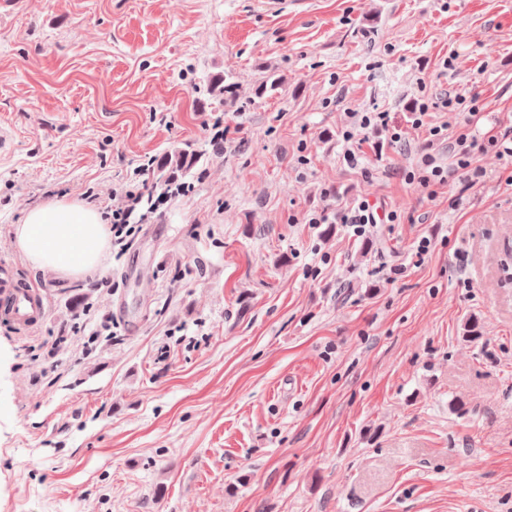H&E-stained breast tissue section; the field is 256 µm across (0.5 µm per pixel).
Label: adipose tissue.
Returning a JSON list of instances; mask_svg holds the SVG:
<instances>
[{
  "instance_id": "adipose-tissue-1",
  "label": "adipose tissue",
  "mask_w": 512,
  "mask_h": 512,
  "mask_svg": "<svg viewBox=\"0 0 512 512\" xmlns=\"http://www.w3.org/2000/svg\"><path fill=\"white\" fill-rule=\"evenodd\" d=\"M15 243L35 267L81 277L99 267L110 248L100 211L76 199L53 197L30 209L14 231Z\"/></svg>"
}]
</instances>
